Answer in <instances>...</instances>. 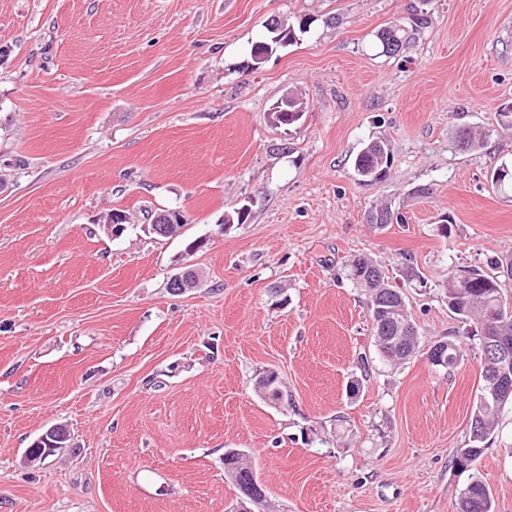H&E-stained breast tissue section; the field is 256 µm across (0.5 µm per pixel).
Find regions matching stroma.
<instances>
[{
	"instance_id": "stroma-1",
	"label": "stroma",
	"mask_w": 512,
	"mask_h": 512,
	"mask_svg": "<svg viewBox=\"0 0 512 512\" xmlns=\"http://www.w3.org/2000/svg\"><path fill=\"white\" fill-rule=\"evenodd\" d=\"M416 8L430 25L385 55L378 32ZM301 16L249 68L267 22ZM289 94L305 112L272 127ZM508 99L512 0H0V512H231L229 448L273 512H456L475 474L512 512V407L458 470L480 352L427 357L465 330L448 269L512 259V187L490 181L512 165ZM463 126L487 131L479 149L456 146ZM373 138L391 167L363 183ZM383 201L405 223L368 224ZM171 208L182 234L149 233ZM110 209L121 237L98 224ZM356 255L397 281L416 358L380 357ZM186 267L197 287L171 294ZM270 370L291 404L258 394ZM55 424L72 447L25 466ZM389 165L390 154L385 141L371 139L356 155L353 171L360 181L381 180ZM462 344L463 341L459 339L439 340L428 352V359L433 365L440 366L451 371L457 368L463 360L464 348ZM435 349H439L442 352L441 361H436L432 357L431 354Z\"/></svg>"
}]
</instances>
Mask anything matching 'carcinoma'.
I'll return each mask as SVG.
<instances>
[{"label":"carcinoma","instance_id":"1","mask_svg":"<svg viewBox=\"0 0 512 512\" xmlns=\"http://www.w3.org/2000/svg\"><path fill=\"white\" fill-rule=\"evenodd\" d=\"M428 25V16L417 12L411 15L410 26H390L381 30L377 39L383 53L390 56L398 54L412 36ZM295 30L290 24L273 20V25L268 27L269 36L253 47L249 66L259 67L278 47L295 39ZM456 142L461 149L471 150L481 147L483 139L477 137L472 129L464 128L457 133ZM389 165L390 154L385 141L371 139L356 155L353 171L360 181L380 180ZM395 221L404 222L403 216L388 203L374 206L368 214V223L377 227ZM348 277L355 287L364 289L369 296L371 331L381 356L394 364L416 356L419 332L403 333L402 326L412 319L407 314L400 289L392 284L383 267L369 258L355 257L348 263ZM507 278L512 279V260L503 262L495 259L488 261L485 269L479 266L452 268L440 282L448 299V311L461 323L474 327L477 346L482 353L479 394L468 421L469 444L456 449L453 456L454 465L462 470L479 459L495 433L499 412L507 404H512V392L499 402L493 401L489 395V386L502 370L497 361L484 356L490 341L500 337L512 340V317L504 318L498 311L500 301L505 298L503 288ZM433 348L442 352L439 361L429 358L435 366L451 371L463 360V341L459 339L439 340ZM224 474L239 489L250 481V468L243 463V454L224 458ZM457 512H494L493 497L479 477H472L461 492Z\"/></svg>","mask_w":512,"mask_h":512}]
</instances>
